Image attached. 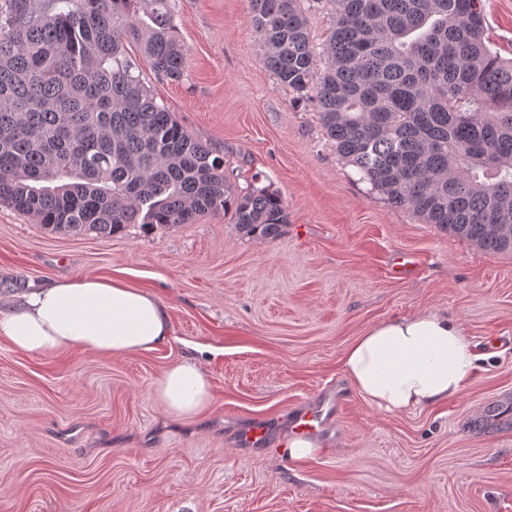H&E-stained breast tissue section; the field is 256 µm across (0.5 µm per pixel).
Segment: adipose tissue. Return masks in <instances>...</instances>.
Masks as SVG:
<instances>
[{"label": "adipose tissue", "instance_id": "adipose-tissue-1", "mask_svg": "<svg viewBox=\"0 0 512 512\" xmlns=\"http://www.w3.org/2000/svg\"><path fill=\"white\" fill-rule=\"evenodd\" d=\"M170 334L169 316L154 293L94 273L36 287L19 306L0 311V337L19 351L44 356L77 347L124 357L156 350ZM477 361L460 324L433 310L374 324L345 347L340 359L364 400L397 413L459 396ZM152 390L181 418L200 416L213 401L209 375L195 361L169 366Z\"/></svg>", "mask_w": 512, "mask_h": 512}]
</instances>
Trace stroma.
Masks as SVG:
<instances>
[{
    "label": "stroma",
    "mask_w": 512,
    "mask_h": 512,
    "mask_svg": "<svg viewBox=\"0 0 512 512\" xmlns=\"http://www.w3.org/2000/svg\"><path fill=\"white\" fill-rule=\"evenodd\" d=\"M492 50L512 57V0H482ZM249 0H176L181 81L140 76L190 135L224 158L233 191L279 193L276 240L232 215L111 237L51 233L0 204V311L31 286L124 270L163 302L168 341L126 357L23 353L0 340V512H512V255L483 251L372 193L324 133L314 102L263 64ZM431 309L479 356L458 397L390 413L341 369L375 323ZM200 359L209 412L155 399L168 366ZM344 409L303 461L281 448L293 409L325 391ZM253 419L271 446L240 448Z\"/></svg>",
    "instance_id": "obj_1"
}]
</instances>
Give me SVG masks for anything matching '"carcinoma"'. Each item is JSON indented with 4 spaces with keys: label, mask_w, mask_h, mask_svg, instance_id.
Returning <instances> with one entry per match:
<instances>
[{
    "label": "carcinoma",
    "mask_w": 512,
    "mask_h": 512,
    "mask_svg": "<svg viewBox=\"0 0 512 512\" xmlns=\"http://www.w3.org/2000/svg\"><path fill=\"white\" fill-rule=\"evenodd\" d=\"M325 41L300 0H250L263 63L315 101L361 180L425 224L512 255V59L491 50L480 0H331ZM172 0H0V203L51 233L170 230L234 206L273 241L282 197L232 194L224 158L159 104L126 47L178 81ZM328 59L317 70V58Z\"/></svg>",
    "instance_id": "cac0c4a2"
}]
</instances>
